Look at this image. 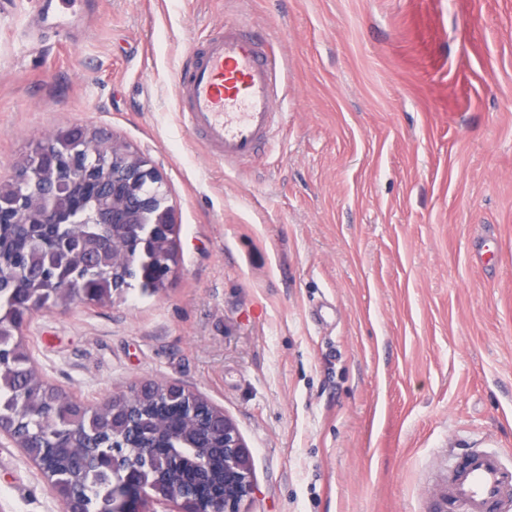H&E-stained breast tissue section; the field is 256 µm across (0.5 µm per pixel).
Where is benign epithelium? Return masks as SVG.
<instances>
[{"mask_svg": "<svg viewBox=\"0 0 512 512\" xmlns=\"http://www.w3.org/2000/svg\"><path fill=\"white\" fill-rule=\"evenodd\" d=\"M76 182L92 187L95 223L112 225V267L158 257L174 263L172 211L156 204L160 179L139 155L81 125L51 132L24 174L23 186L0 188V223L57 224L72 205ZM112 512H241L255 493L249 449L224 409L194 389L164 379L112 393ZM21 450L61 505L73 508L74 486L60 488L61 467L81 462L84 448L32 454L0 421V438Z\"/></svg>", "mask_w": 512, "mask_h": 512, "instance_id": "benign-epithelium-1", "label": "benign epithelium"}]
</instances>
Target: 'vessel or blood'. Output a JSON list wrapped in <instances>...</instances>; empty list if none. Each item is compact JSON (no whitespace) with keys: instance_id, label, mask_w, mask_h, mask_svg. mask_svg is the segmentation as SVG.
<instances>
[{"instance_id":"b4317fda","label":"vessel or blood","mask_w":512,"mask_h":512,"mask_svg":"<svg viewBox=\"0 0 512 512\" xmlns=\"http://www.w3.org/2000/svg\"><path fill=\"white\" fill-rule=\"evenodd\" d=\"M38 24L67 33L74 16L60 0H37ZM263 36L232 24L213 30L176 77L185 129L211 156L233 165L271 149L277 94ZM451 512H503L512 503V452L476 448L449 461L440 494Z\"/></svg>"}]
</instances>
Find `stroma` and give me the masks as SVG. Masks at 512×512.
<instances>
[{"instance_id":"35a3bbf8","label":"stroma","mask_w":512,"mask_h":512,"mask_svg":"<svg viewBox=\"0 0 512 512\" xmlns=\"http://www.w3.org/2000/svg\"><path fill=\"white\" fill-rule=\"evenodd\" d=\"M0 12V184L82 124L157 170L162 288L26 315L47 379L98 403L164 378L251 454L244 512H434L448 461L512 448V0H88L28 40ZM237 23L285 62L272 151L228 166L175 75ZM0 444V512H59Z\"/></svg>"}]
</instances>
